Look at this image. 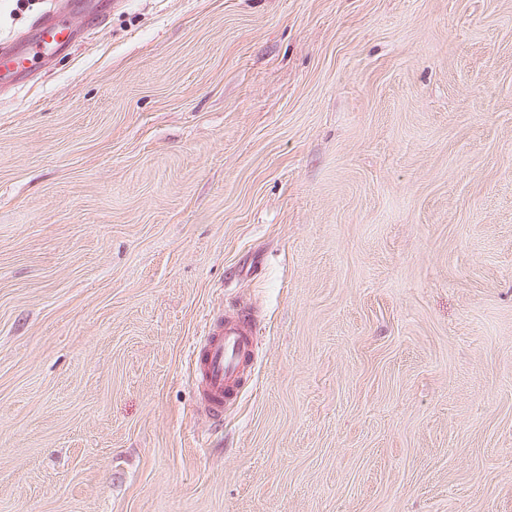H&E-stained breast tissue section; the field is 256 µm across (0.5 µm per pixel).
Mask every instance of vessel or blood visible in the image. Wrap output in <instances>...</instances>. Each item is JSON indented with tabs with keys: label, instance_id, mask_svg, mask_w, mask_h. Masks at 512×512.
<instances>
[{
	"label": "vessel or blood",
	"instance_id": "obj_1",
	"mask_svg": "<svg viewBox=\"0 0 512 512\" xmlns=\"http://www.w3.org/2000/svg\"><path fill=\"white\" fill-rule=\"evenodd\" d=\"M78 0H51L18 39L0 42V87L9 88L28 78L29 66L42 55L71 47L77 37L73 16ZM252 328L240 314L214 322L202 346L193 348L201 410L213 421L224 416V402L238 392L250 364Z\"/></svg>",
	"mask_w": 512,
	"mask_h": 512
}]
</instances>
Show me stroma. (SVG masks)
<instances>
[{
    "label": "stroma",
    "mask_w": 512,
    "mask_h": 512,
    "mask_svg": "<svg viewBox=\"0 0 512 512\" xmlns=\"http://www.w3.org/2000/svg\"><path fill=\"white\" fill-rule=\"evenodd\" d=\"M74 25L0 91V512H512V0ZM244 314L210 324L202 346L194 345L198 398L201 410L215 422L224 416V400L237 395L249 367L253 336Z\"/></svg>",
    "instance_id": "35a3bbf8"
}]
</instances>
